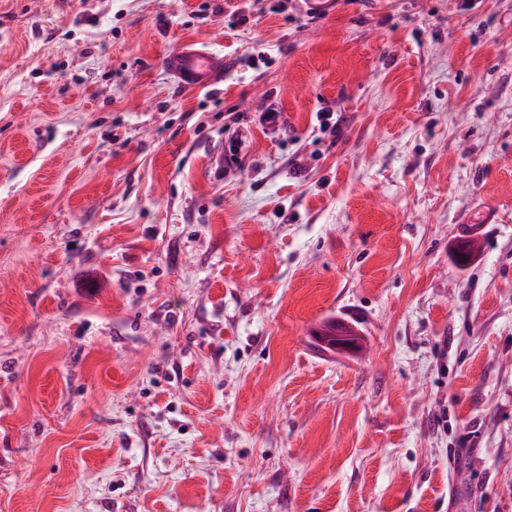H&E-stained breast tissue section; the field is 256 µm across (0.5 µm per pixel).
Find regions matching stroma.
<instances>
[{"label":"stroma","instance_id":"35a3bbf8","mask_svg":"<svg viewBox=\"0 0 512 512\" xmlns=\"http://www.w3.org/2000/svg\"><path fill=\"white\" fill-rule=\"evenodd\" d=\"M474 2L0 0V512H512V0ZM189 41L222 84L172 83Z\"/></svg>","mask_w":512,"mask_h":512}]
</instances>
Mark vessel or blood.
I'll use <instances>...</instances> for the list:
<instances>
[{
    "instance_id": "b4317fda",
    "label": "vessel or blood",
    "mask_w": 512,
    "mask_h": 512,
    "mask_svg": "<svg viewBox=\"0 0 512 512\" xmlns=\"http://www.w3.org/2000/svg\"><path fill=\"white\" fill-rule=\"evenodd\" d=\"M164 66L178 85L189 89H209L224 79L223 54L199 44H188L170 53Z\"/></svg>"
}]
</instances>
